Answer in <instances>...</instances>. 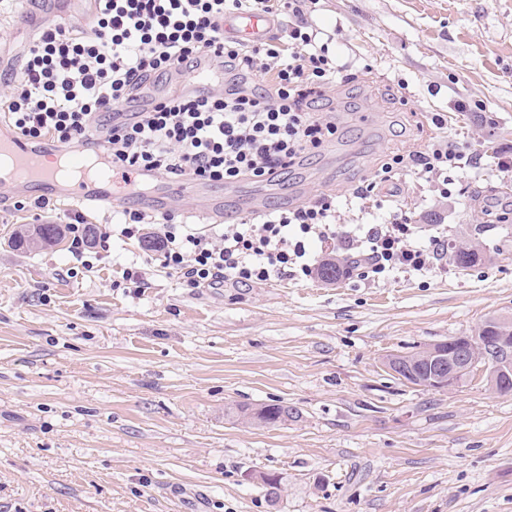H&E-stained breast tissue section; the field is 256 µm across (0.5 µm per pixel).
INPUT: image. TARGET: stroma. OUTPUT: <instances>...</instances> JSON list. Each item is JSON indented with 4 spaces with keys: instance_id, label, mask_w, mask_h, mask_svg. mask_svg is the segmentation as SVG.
Segmentation results:
<instances>
[{
    "instance_id": "obj_1",
    "label": "stroma",
    "mask_w": 512,
    "mask_h": 512,
    "mask_svg": "<svg viewBox=\"0 0 512 512\" xmlns=\"http://www.w3.org/2000/svg\"><path fill=\"white\" fill-rule=\"evenodd\" d=\"M313 20L357 78L324 100L335 139L262 203L343 197L444 134L478 168L451 171L447 199L401 178L384 208L452 246L487 224L486 260L191 288L134 239L80 259L67 240L15 248L34 214L0 211V512H512V392L480 372L424 388L384 366L512 316V218L484 213L512 199L495 168L512 147V0H320ZM267 404L295 416L236 414ZM248 409L241 408L240 413L244 417L250 416L249 418L258 424L264 425H276L278 423H284L288 421L289 417L292 416V412L288 409V406L281 404H267L256 409L254 412H247Z\"/></svg>"
}]
</instances>
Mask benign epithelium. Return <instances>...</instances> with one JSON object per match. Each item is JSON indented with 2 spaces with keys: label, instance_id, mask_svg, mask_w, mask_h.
<instances>
[{
  "label": "benign epithelium",
  "instance_id": "1",
  "mask_svg": "<svg viewBox=\"0 0 512 512\" xmlns=\"http://www.w3.org/2000/svg\"><path fill=\"white\" fill-rule=\"evenodd\" d=\"M482 346V341L477 336H457L448 342V350L441 352L436 348L430 349V359L437 362L439 368L445 371L441 381L430 383L422 381L415 374L403 371L402 362L405 356L392 354L387 358L388 368L404 381L421 387L444 384L451 388L475 371L486 374L490 386L499 390V383L495 379V371L498 369L512 382V342L506 336H495L491 341L484 358H479L477 348Z\"/></svg>",
  "mask_w": 512,
  "mask_h": 512
}]
</instances>
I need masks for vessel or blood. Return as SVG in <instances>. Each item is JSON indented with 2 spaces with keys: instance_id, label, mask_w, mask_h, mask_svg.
<instances>
[{
  "instance_id": "b4317fda",
  "label": "vessel or blood",
  "mask_w": 512,
  "mask_h": 512,
  "mask_svg": "<svg viewBox=\"0 0 512 512\" xmlns=\"http://www.w3.org/2000/svg\"><path fill=\"white\" fill-rule=\"evenodd\" d=\"M100 10L101 0H24L19 18L27 29L34 30L57 18L87 20ZM219 25L225 35L252 43L265 40L278 22L268 15L233 13L224 15ZM223 75V65L203 61L195 68L185 90L203 94ZM53 155V149L32 146L17 134L1 136L0 158L7 159L9 174L0 175V191L10 194L28 188L33 197L76 203L92 213L133 203L156 213L179 212L203 224H220L226 217L223 193L207 183L187 177L173 179L147 169L124 176L108 162L102 165V175L66 181L50 167Z\"/></svg>"
}]
</instances>
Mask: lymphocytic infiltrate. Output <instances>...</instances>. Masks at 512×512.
Masks as SVG:
<instances>
[{
    "label": "lymphocytic infiltrate",
    "mask_w": 512,
    "mask_h": 512,
    "mask_svg": "<svg viewBox=\"0 0 512 512\" xmlns=\"http://www.w3.org/2000/svg\"><path fill=\"white\" fill-rule=\"evenodd\" d=\"M319 0H105L91 33L62 25L44 27L20 65L0 118L35 144H87L93 124L122 111L144 81L193 68L197 59L224 62V83L205 96L158 98L140 121L107 128L112 162L125 171L151 169L173 177L231 184L263 180L288 169L335 136L336 123L316 107L330 85L352 82L347 65L331 57L309 20ZM289 13L284 37L259 43L226 38L218 20L227 12ZM471 157L447 138L395 154L374 178L344 202L320 195L288 208L269 209L222 227L189 224L177 215L126 207L113 214L112 236L152 238L162 268L188 286L259 284L275 275L310 278L317 271L313 242L340 240L345 276L360 280L392 271L427 272L448 250L444 235L416 239L405 210L376 216L336 234L339 206H364L398 174L434 183L447 195L443 176ZM158 225L148 235V225Z\"/></svg>",
    "instance_id": "1"
}]
</instances>
